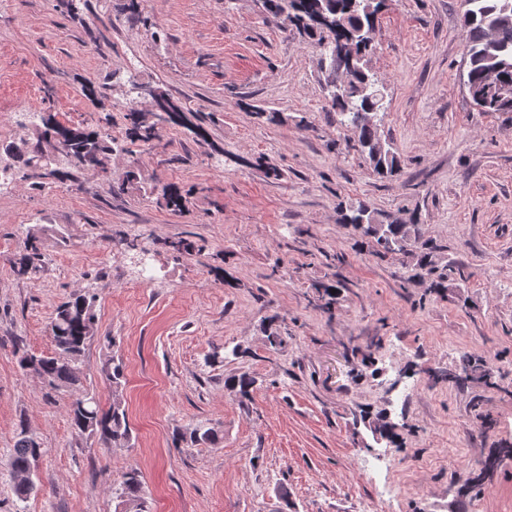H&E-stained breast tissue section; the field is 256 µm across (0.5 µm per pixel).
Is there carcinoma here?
I'll list each match as a JSON object with an SVG mask.
<instances>
[{
    "instance_id": "cac0c4a2",
    "label": "carcinoma",
    "mask_w": 512,
    "mask_h": 512,
    "mask_svg": "<svg viewBox=\"0 0 512 512\" xmlns=\"http://www.w3.org/2000/svg\"><path fill=\"white\" fill-rule=\"evenodd\" d=\"M387 0H261L265 11L278 17L286 31L297 30L316 40L321 55L333 57L339 48L346 49L339 59L346 71V83L341 90L330 87L332 72L324 73L329 111L336 114L340 124L354 129L358 151L365 157L383 146L382 157L372 164L381 177H392L401 171V158L394 147L383 138L379 113L384 103L371 99L367 87L373 83L369 68L376 51L374 42L378 15ZM464 25L467 28L462 79L473 103L485 112H512V0H464ZM142 101L129 107L127 119L134 140L150 144L160 138L163 127L176 120L158 113V119H144ZM18 135L0 144L11 164L10 175H27L32 170H46L57 180L70 177V168L106 175V163L112 158V137L104 131H87L80 126H65L55 116L39 114L36 120L16 121ZM118 193L139 189L138 174L126 172L117 186ZM161 204L168 209L181 210L185 197L175 185L165 186ZM344 223L351 225L362 237L370 240L379 253H400L411 257L421 270L435 266L436 246L426 238L420 220L410 217L404 221L379 212L364 202L352 203L343 214ZM41 229L28 233L26 253L13 261L19 276L40 272ZM97 331L94 299L78 295L61 303L53 313L50 335L54 350L36 354L21 350L18 364L24 371L36 374L44 384L46 396L64 389L83 387L80 360L84 347ZM460 365L463 374L452 379L462 385L468 380L486 384L493 379V369L487 360L465 354ZM106 380L117 393L125 381V366L119 358L105 365ZM227 386L240 398L251 396L254 379L246 372L232 376ZM68 417L72 431L85 438L98 439L113 448L132 447V429L120 399L115 398L107 408L90 394L75 398L69 405ZM16 442L9 459L11 476L30 469L39 441L30 431L25 415L18 416ZM175 441L192 446H216L220 443L217 429L198 424L179 434ZM117 497L136 503L135 512H150L144 496L140 472L129 469L122 474Z\"/></svg>"
}]
</instances>
